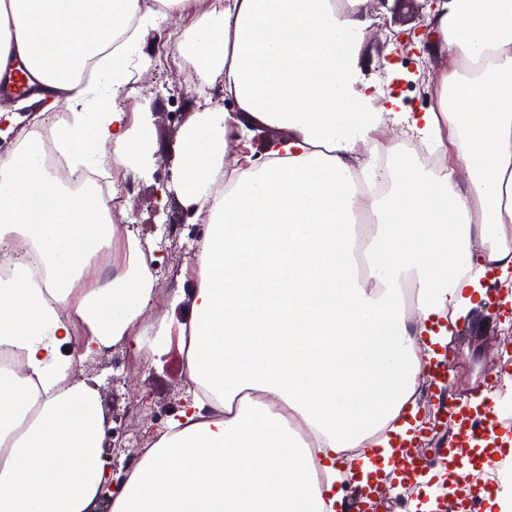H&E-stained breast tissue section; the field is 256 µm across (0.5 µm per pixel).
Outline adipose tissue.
Listing matches in <instances>:
<instances>
[{"instance_id": "adipose-tissue-1", "label": "adipose tissue", "mask_w": 512, "mask_h": 512, "mask_svg": "<svg viewBox=\"0 0 512 512\" xmlns=\"http://www.w3.org/2000/svg\"><path fill=\"white\" fill-rule=\"evenodd\" d=\"M207 4L182 52L201 78L223 77L241 112L290 136L264 163L228 166L235 115L208 111L175 147L209 224L180 326L199 394L103 491L97 384L71 377L60 345L76 325L90 346L131 341L154 276L137 231L101 223L104 203L68 191L27 141L0 163V243L31 242L47 278L32 284L22 263L0 278V345L25 358L0 372V512H334L337 456L353 449L361 474L393 472L425 365L448 342L445 316L479 308L489 272L512 279V0H441L428 17L434 49L469 66L437 75L436 109L396 118L454 162L425 171L389 147L382 197L357 189L374 175L358 146L385 119L356 89L370 19L332 0ZM153 17L140 0H0V68L23 63L45 108L67 99L61 144L84 167L110 159L143 177L154 162L146 116L89 109L100 84L129 80L114 34ZM105 50L100 84L81 83ZM363 210L376 222L362 239Z\"/></svg>"}]
</instances>
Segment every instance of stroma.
<instances>
[{
    "mask_svg": "<svg viewBox=\"0 0 512 512\" xmlns=\"http://www.w3.org/2000/svg\"><path fill=\"white\" fill-rule=\"evenodd\" d=\"M388 32L400 33L421 24L426 15L422 0H386L378 9ZM203 7L177 12L167 27L158 23L141 26L137 44L128 58L130 81L138 88L131 99L118 100L127 112H143L149 117L150 130L158 147L156 161L148 177L135 178L123 192L114 213L119 224L131 225L145 241L159 238V227L167 217L181 226L176 237L167 240L168 259L157 273L152 308L139 319L149 331L159 322L168 328L161 339V349L145 345L137 350L122 345L104 347L87 354L83 365L73 367V376L97 381L104 415L110 416L123 438L119 459L140 457L159 437L162 429L190 403L193 386L186 375L185 353L180 325L186 320L191 296L183 292L182 283L193 278L196 261L187 252L198 243L207 225L203 219L187 216L188 203L178 178V162L171 150L180 140L185 127L206 110L236 112L232 99H214L201 95L196 83L190 82L186 58L178 45L186 35L201 25ZM393 45L363 39L358 50L361 78L378 85L382 77H397L415 67L418 58L408 55L391 60ZM427 76L417 86L401 85L392 89L406 112H423L431 107L435 96L434 77L448 67L447 57L427 56ZM447 347L451 396L464 398L483 391L492 380L485 366L501 359V339L512 337V315L487 318L485 310L458 319L451 326Z\"/></svg>",
    "mask_w": 512,
    "mask_h": 512,
    "instance_id": "obj_1",
    "label": "stroma"
}]
</instances>
